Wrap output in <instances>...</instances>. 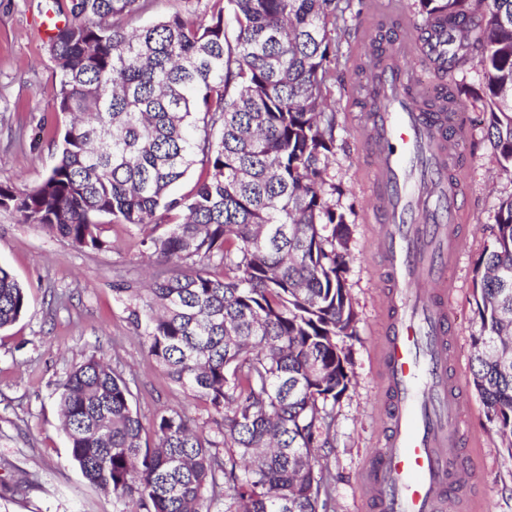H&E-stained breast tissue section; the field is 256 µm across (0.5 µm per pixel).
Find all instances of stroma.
I'll return each mask as SVG.
<instances>
[{"label": "stroma", "instance_id": "stroma-1", "mask_svg": "<svg viewBox=\"0 0 512 512\" xmlns=\"http://www.w3.org/2000/svg\"><path fill=\"white\" fill-rule=\"evenodd\" d=\"M54 0H0V182L37 185L56 161L53 138L69 122L58 112L59 72L50 40L40 26ZM354 38H343V64L329 83L336 102L330 179L340 186L332 204L350 231V256L343 273L357 313L355 336L338 337L349 354L348 390L332 406L335 430L322 449L331 472L333 512H365L360 474L382 434V371L375 344L380 323L381 259L372 248L364 215L370 203L363 168L376 162L356 138L351 96L356 77L346 59ZM455 81L469 126L465 144L466 223L459 257L449 273L453 286V336L462 378L464 421L476 439V481L467 482L479 512H512V447L502 440L472 383L473 337L480 326L475 304L477 266L494 240L501 199L512 196V176L503 174L487 128L489 114L475 95L482 74L474 63L457 70ZM112 243L103 252L80 250L51 237L18 213L0 208V266L9 269L27 294L25 315L0 330V512H122L111 493L91 486L70 457L58 407V387L86 357H103L129 383L134 410L151 421L163 407L207 421L202 401L188 396L149 356L128 320L116 284L143 287L159 265L141 252L140 234L127 224H108Z\"/></svg>", "mask_w": 512, "mask_h": 512}]
</instances>
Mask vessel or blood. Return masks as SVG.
Returning a JSON list of instances; mask_svg holds the SVG:
<instances>
[{
    "mask_svg": "<svg viewBox=\"0 0 512 512\" xmlns=\"http://www.w3.org/2000/svg\"><path fill=\"white\" fill-rule=\"evenodd\" d=\"M376 18L409 21L404 0H376ZM371 69L376 102L356 117L376 155L368 172L373 247L383 259L386 321L376 345L385 400L383 441L362 475L372 512H451L461 469L476 472L466 442L461 377L454 365L450 284L465 219L458 104L436 98L429 59L410 36L391 40Z\"/></svg>",
    "mask_w": 512,
    "mask_h": 512,
    "instance_id": "vessel-or-blood-1",
    "label": "vessel or blood"
}]
</instances>
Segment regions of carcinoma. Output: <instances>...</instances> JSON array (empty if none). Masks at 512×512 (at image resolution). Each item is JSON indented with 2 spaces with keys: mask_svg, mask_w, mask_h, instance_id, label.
<instances>
[{
  "mask_svg": "<svg viewBox=\"0 0 512 512\" xmlns=\"http://www.w3.org/2000/svg\"><path fill=\"white\" fill-rule=\"evenodd\" d=\"M150 0H73L51 40L57 111L71 122L30 189L0 208L79 249L106 251L100 218L141 232L169 269L120 286L128 318L172 382L207 404L218 434L176 410L156 443L114 367L91 355L59 409L84 478L130 512H327L334 419L348 389L336 337L355 333L345 216L328 195V101L350 0H206L128 29ZM442 79L477 62L500 164L512 174V0H419ZM233 23L234 36L228 35ZM200 167L193 190L172 187ZM473 385L512 447V197L483 253ZM27 295L0 266V330Z\"/></svg>",
  "mask_w": 512,
  "mask_h": 512,
  "instance_id": "obj_1",
  "label": "carcinoma"
}]
</instances>
